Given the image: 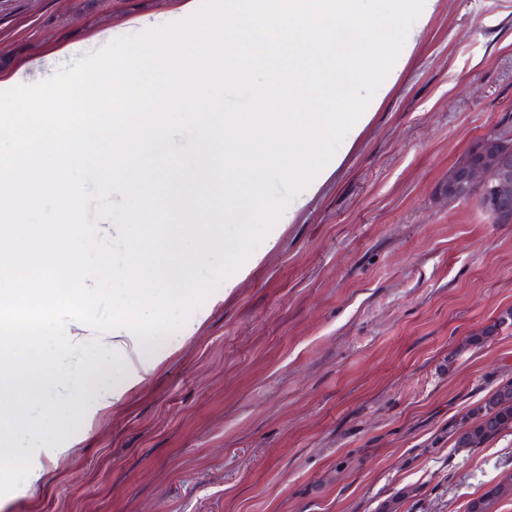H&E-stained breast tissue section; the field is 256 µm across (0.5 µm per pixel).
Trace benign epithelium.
<instances>
[{
    "label": "benign epithelium",
    "instance_id": "obj_1",
    "mask_svg": "<svg viewBox=\"0 0 512 512\" xmlns=\"http://www.w3.org/2000/svg\"><path fill=\"white\" fill-rule=\"evenodd\" d=\"M441 193L451 201L474 200L495 223L511 224L512 138L475 139L448 171Z\"/></svg>",
    "mask_w": 512,
    "mask_h": 512
}]
</instances>
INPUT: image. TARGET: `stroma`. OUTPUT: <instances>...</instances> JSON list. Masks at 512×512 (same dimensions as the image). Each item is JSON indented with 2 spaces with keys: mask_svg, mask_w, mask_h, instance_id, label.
Listing matches in <instances>:
<instances>
[{
  "mask_svg": "<svg viewBox=\"0 0 512 512\" xmlns=\"http://www.w3.org/2000/svg\"><path fill=\"white\" fill-rule=\"evenodd\" d=\"M185 0H0V73ZM512 138V0H438L340 165L232 294L0 512H467L512 433L452 426L512 379V224L440 186Z\"/></svg>",
  "mask_w": 512,
  "mask_h": 512,
  "instance_id": "35a3bbf8",
  "label": "stroma"
}]
</instances>
